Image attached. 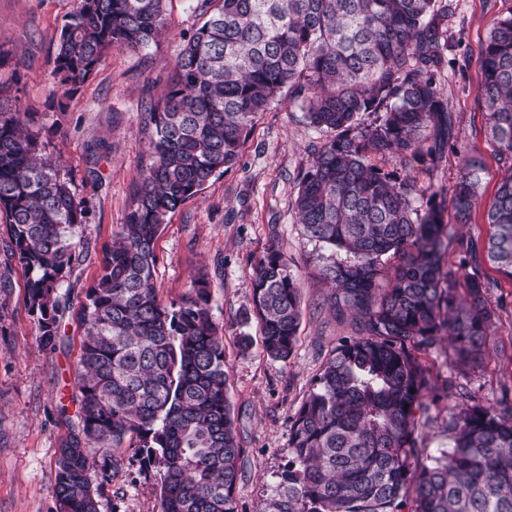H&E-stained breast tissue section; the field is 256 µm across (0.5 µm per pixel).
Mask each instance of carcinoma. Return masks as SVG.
I'll return each instance as SVG.
<instances>
[{"label": "carcinoma", "mask_w": 512, "mask_h": 512, "mask_svg": "<svg viewBox=\"0 0 512 512\" xmlns=\"http://www.w3.org/2000/svg\"><path fill=\"white\" fill-rule=\"evenodd\" d=\"M164 2L80 0L60 33L58 84L74 91L112 49L149 47L166 27ZM196 9L202 22L175 59L168 93L142 113L148 163L85 296L79 426L57 451V512H99L126 444L158 469L161 512H237L242 448L210 283L199 273L180 303H163L155 244L169 214L238 163L256 118L282 96L331 134L294 210L309 240L349 257L322 276L358 333L335 348L293 417L270 512H512V398L470 394L448 415V447L429 453L414 441L431 388L418 352L446 336L462 374L481 362L495 317L491 284L473 276L461 293L443 262L445 204L455 223H468L480 165L461 157L448 200L408 175L439 167L456 138L441 87L455 65V0H197ZM479 97L508 174L486 205L493 234L460 267L484 255L512 280V12L484 47ZM365 114L374 119L361 122ZM376 155L406 174L384 171ZM62 170L0 85V220L10 258L28 273L39 340L52 349L89 214ZM252 302L265 353L288 362L301 292L274 245L254 270ZM92 442L103 445L97 459Z\"/></svg>", "instance_id": "obj_1"}]
</instances>
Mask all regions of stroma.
<instances>
[{
	"label": "stroma",
	"mask_w": 512,
	"mask_h": 512,
	"mask_svg": "<svg viewBox=\"0 0 512 512\" xmlns=\"http://www.w3.org/2000/svg\"><path fill=\"white\" fill-rule=\"evenodd\" d=\"M457 3L448 22V55L461 58L462 65L448 72L445 90L456 118L457 146L483 166V204L464 227L455 225L452 212L444 214L454 232L445 255L451 269L460 262V241L483 243L493 231L484 204L493 198L503 168L478 97L481 49L496 22L512 13V0ZM195 6L196 0H166V32L156 44L139 53L112 50L83 85L66 93L52 71L61 29L79 0H0V81L17 88L22 111L35 114L48 152L61 157L89 207L79 238L86 259L70 279L61 341L52 349L39 342L22 267L5 261L8 231L0 223V277L9 281L0 290V512H57L56 452L77 411L83 334L77 314L133 200V182L147 156L140 131L143 108L167 92L175 58L202 21ZM326 139L296 105L278 98L258 118L239 163L171 214L156 242L154 280L164 303H179L197 272L208 275L212 318L224 336L227 397L242 448L238 512H263L273 497L276 474L289 459L294 414L334 348L356 334L355 319L335 311L320 279L323 266L345 262L346 255L309 241L293 207L300 177ZM99 141L107 150L90 157L89 146ZM273 244L297 278L302 299L297 342L285 363L264 353L252 314L253 272ZM469 272L490 282L487 299L496 317L482 365L463 382L471 393L496 400L512 395V280L485 259ZM243 336L250 337L249 347H241ZM420 359L432 376L431 410L429 422L415 434L416 445L432 451L448 447L444 425L461 398L444 385L451 373L447 342L421 352ZM159 488L158 471L144 466L136 449L123 448L99 512H160Z\"/></svg>",
	"instance_id": "1"
}]
</instances>
